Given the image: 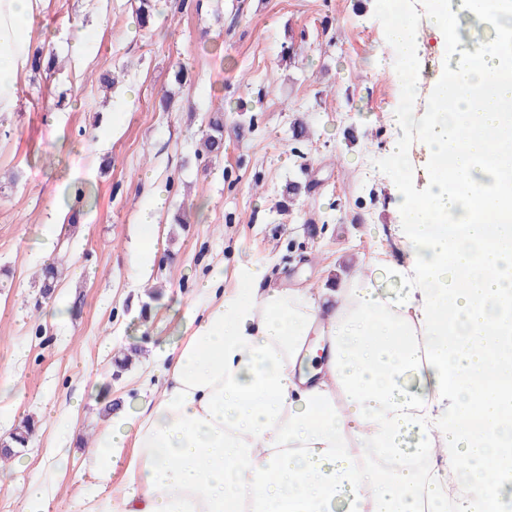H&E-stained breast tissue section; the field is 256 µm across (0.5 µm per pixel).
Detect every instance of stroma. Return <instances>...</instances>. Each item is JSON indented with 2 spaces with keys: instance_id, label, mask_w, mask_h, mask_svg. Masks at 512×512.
Wrapping results in <instances>:
<instances>
[{
  "instance_id": "obj_1",
  "label": "stroma",
  "mask_w": 512,
  "mask_h": 512,
  "mask_svg": "<svg viewBox=\"0 0 512 512\" xmlns=\"http://www.w3.org/2000/svg\"><path fill=\"white\" fill-rule=\"evenodd\" d=\"M451 7L454 56L425 32L420 63L434 72L455 65L472 38L492 36L459 0ZM134 9V0H42L31 46L59 66L20 70L15 107L0 113V430L39 420L0 467V512H23V484L57 468L51 448L68 449V469L83 468L105 403L133 408L158 392L159 351L179 338L200 281L220 275L236 286L248 259L272 283L329 288L360 259L399 248L387 145L404 65L384 40L382 0H158L145 30ZM291 46L301 57L285 69ZM378 55L389 62L381 71L371 65ZM218 107L224 152L213 157L199 140ZM297 121L311 130L313 188L284 214ZM154 188L166 210L148 263L139 224ZM54 261L63 276L45 300L36 273ZM132 347L131 364L114 373L115 351ZM50 406L56 416H43Z\"/></svg>"
}]
</instances>
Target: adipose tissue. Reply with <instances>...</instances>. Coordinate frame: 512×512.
Instances as JSON below:
<instances>
[{"instance_id": "adipose-tissue-1", "label": "adipose tissue", "mask_w": 512, "mask_h": 512, "mask_svg": "<svg viewBox=\"0 0 512 512\" xmlns=\"http://www.w3.org/2000/svg\"><path fill=\"white\" fill-rule=\"evenodd\" d=\"M37 2L0 0V112ZM464 3L495 38L426 76L423 25L443 53L458 43L448 0H384L407 63L398 254L316 294L253 263L237 287L203 281L159 396L97 431L74 512H512V0ZM416 119L419 192L400 136Z\"/></svg>"}]
</instances>
